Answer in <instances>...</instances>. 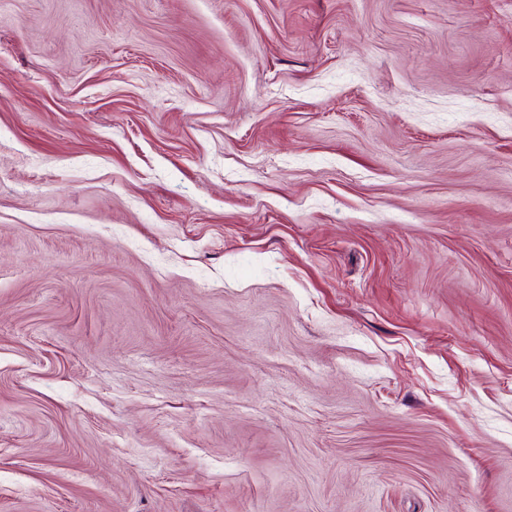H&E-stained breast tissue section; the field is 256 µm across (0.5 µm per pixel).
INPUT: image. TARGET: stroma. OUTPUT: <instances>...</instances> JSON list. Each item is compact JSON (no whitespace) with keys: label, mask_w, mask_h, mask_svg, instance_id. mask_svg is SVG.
<instances>
[{"label":"stroma","mask_w":512,"mask_h":512,"mask_svg":"<svg viewBox=\"0 0 512 512\" xmlns=\"http://www.w3.org/2000/svg\"><path fill=\"white\" fill-rule=\"evenodd\" d=\"M0 512H512V0H0Z\"/></svg>","instance_id":"stroma-1"}]
</instances>
